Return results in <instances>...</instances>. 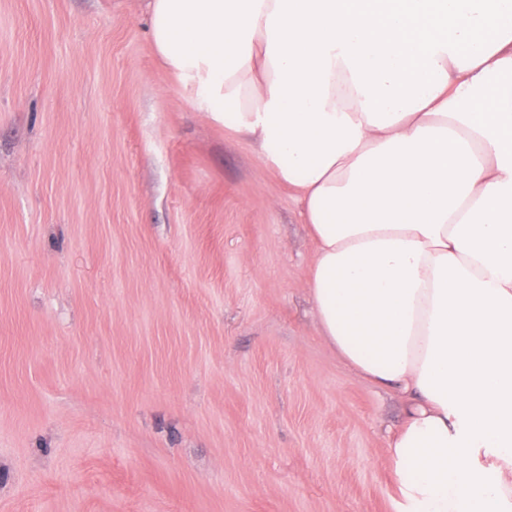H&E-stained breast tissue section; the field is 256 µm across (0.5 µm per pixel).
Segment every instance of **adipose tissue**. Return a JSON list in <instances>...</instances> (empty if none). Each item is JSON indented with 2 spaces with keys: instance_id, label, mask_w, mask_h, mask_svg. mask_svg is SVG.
I'll return each instance as SVG.
<instances>
[{
  "instance_id": "ef3b65f1",
  "label": "adipose tissue",
  "mask_w": 512,
  "mask_h": 512,
  "mask_svg": "<svg viewBox=\"0 0 512 512\" xmlns=\"http://www.w3.org/2000/svg\"><path fill=\"white\" fill-rule=\"evenodd\" d=\"M291 187L320 334L397 391L401 512H512V0H143Z\"/></svg>"
}]
</instances>
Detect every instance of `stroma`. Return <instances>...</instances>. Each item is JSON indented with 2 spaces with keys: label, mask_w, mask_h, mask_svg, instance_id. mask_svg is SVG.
I'll return each instance as SVG.
<instances>
[{
  "label": "stroma",
  "mask_w": 512,
  "mask_h": 512,
  "mask_svg": "<svg viewBox=\"0 0 512 512\" xmlns=\"http://www.w3.org/2000/svg\"><path fill=\"white\" fill-rule=\"evenodd\" d=\"M313 256L141 0H0V512H399Z\"/></svg>",
  "instance_id": "obj_1"
}]
</instances>
